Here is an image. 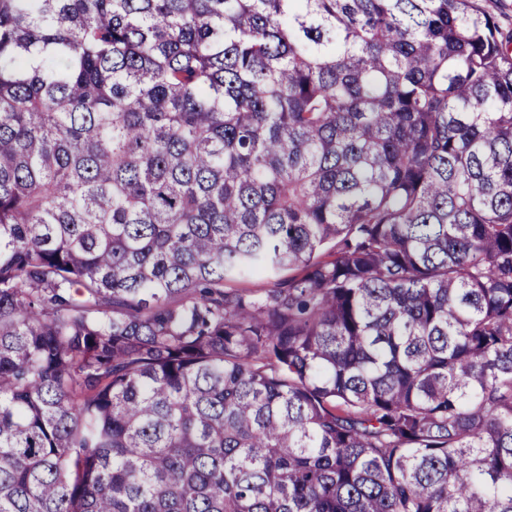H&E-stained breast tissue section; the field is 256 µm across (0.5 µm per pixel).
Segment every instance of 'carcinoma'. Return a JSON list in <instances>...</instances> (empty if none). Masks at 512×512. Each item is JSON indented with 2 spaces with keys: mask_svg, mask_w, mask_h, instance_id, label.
<instances>
[{
  "mask_svg": "<svg viewBox=\"0 0 512 512\" xmlns=\"http://www.w3.org/2000/svg\"><path fill=\"white\" fill-rule=\"evenodd\" d=\"M0 512H512V34L0 0Z\"/></svg>",
  "mask_w": 512,
  "mask_h": 512,
  "instance_id": "carcinoma-1",
  "label": "carcinoma"
}]
</instances>
